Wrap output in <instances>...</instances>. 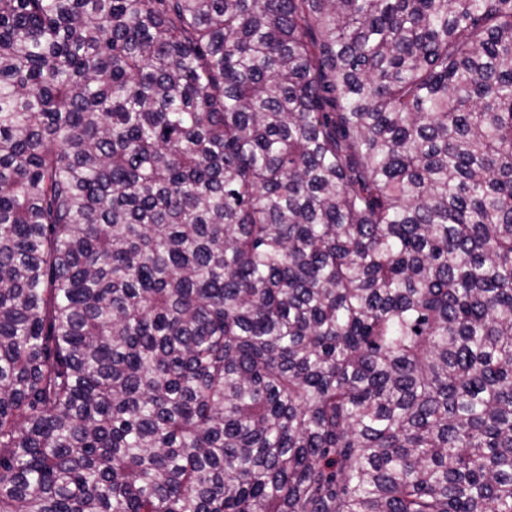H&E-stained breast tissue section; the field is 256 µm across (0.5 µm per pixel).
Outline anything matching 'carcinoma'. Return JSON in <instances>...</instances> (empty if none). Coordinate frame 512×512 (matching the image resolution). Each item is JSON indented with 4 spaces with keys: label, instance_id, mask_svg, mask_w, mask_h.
<instances>
[{
    "label": "carcinoma",
    "instance_id": "cac0c4a2",
    "mask_svg": "<svg viewBox=\"0 0 512 512\" xmlns=\"http://www.w3.org/2000/svg\"><path fill=\"white\" fill-rule=\"evenodd\" d=\"M0 512H512V0H0Z\"/></svg>",
    "mask_w": 512,
    "mask_h": 512
}]
</instances>
